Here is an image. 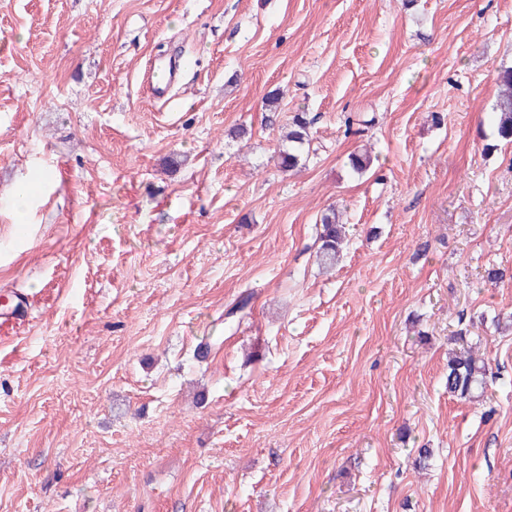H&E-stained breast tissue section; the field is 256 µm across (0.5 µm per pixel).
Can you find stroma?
<instances>
[{"label": "stroma", "instance_id": "obj_1", "mask_svg": "<svg viewBox=\"0 0 512 512\" xmlns=\"http://www.w3.org/2000/svg\"><path fill=\"white\" fill-rule=\"evenodd\" d=\"M507 67L512 0H0V512H512ZM501 90L494 105L493 120L497 137L512 142V68L500 73ZM308 121L302 114L293 116L290 129L288 130L287 140L293 144V149L278 152V165L280 168L288 171L296 169L302 159L304 145L310 144ZM319 225L316 261L323 269H331L336 266L342 255L346 239L345 224L340 223L339 216L331 209L322 216ZM488 364L486 358L472 348L453 349L448 356V393L462 400L483 399Z\"/></svg>", "mask_w": 512, "mask_h": 512}]
</instances>
